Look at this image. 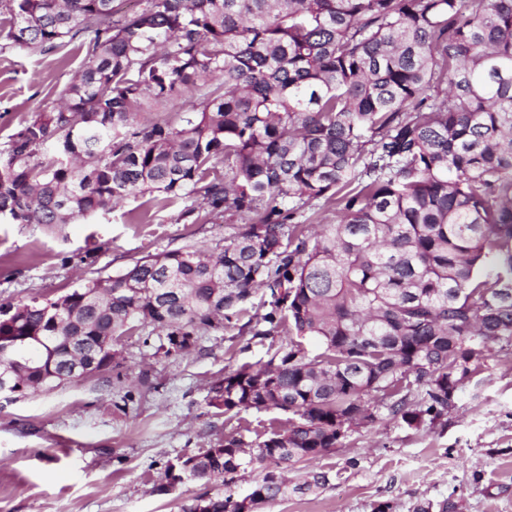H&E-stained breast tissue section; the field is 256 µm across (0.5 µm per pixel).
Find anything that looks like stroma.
Returning a JSON list of instances; mask_svg holds the SVG:
<instances>
[{
	"label": "stroma",
	"mask_w": 512,
	"mask_h": 512,
	"mask_svg": "<svg viewBox=\"0 0 512 512\" xmlns=\"http://www.w3.org/2000/svg\"><path fill=\"white\" fill-rule=\"evenodd\" d=\"M77 44L40 54L0 51V143L79 71ZM125 207L59 228L0 224V305L56 297L89 271L114 275L134 260L186 245L215 246L238 217L213 224L180 220V205L149 224H134ZM101 250L94 267L80 258ZM234 329L202 336L191 352L164 355L155 337H124L122 367L23 397L0 396V512H181L213 482L166 488L164 468L224 440L261 441L280 411L227 418L210 404V388L242 365L265 362L285 344ZM326 473L325 486L263 504L258 512H413L420 503L461 501L462 512H512V353L498 354L457 396V407L434 425L411 430L380 419L349 433L336 448L290 468V481Z\"/></svg>",
	"instance_id": "stroma-1"
}]
</instances>
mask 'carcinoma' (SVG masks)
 <instances>
[{
	"label": "carcinoma",
	"instance_id": "1",
	"mask_svg": "<svg viewBox=\"0 0 512 512\" xmlns=\"http://www.w3.org/2000/svg\"><path fill=\"white\" fill-rule=\"evenodd\" d=\"M0 0L9 44L85 64L57 103L0 147V221L71 224L132 198L130 221L183 204L209 224L250 213L210 250L193 245L99 274L54 300L0 306L19 395L53 390L79 348L148 330L189 352L270 291L254 336L288 342L211 388L233 417L289 426L189 456L188 480L221 482L213 512H241L230 483L258 467L255 503L305 493L285 478L386 413L409 428L512 352V0ZM187 97L174 117L144 121ZM325 200L334 224H305ZM70 344L55 340L52 326ZM321 351L309 354L306 342Z\"/></svg>",
	"mask_w": 512,
	"mask_h": 512
}]
</instances>
